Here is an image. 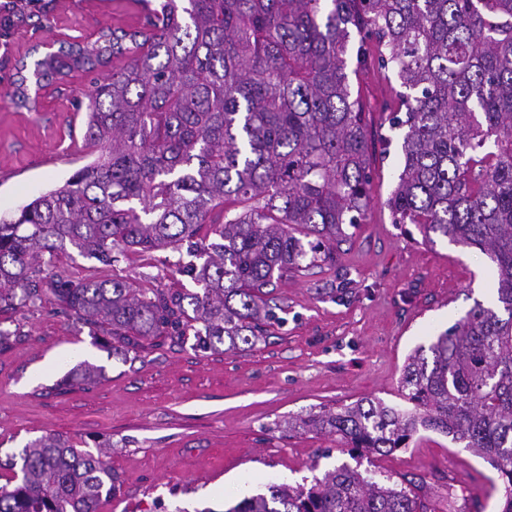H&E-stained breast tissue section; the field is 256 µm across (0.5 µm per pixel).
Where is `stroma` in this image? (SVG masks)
<instances>
[{
    "label": "stroma",
    "mask_w": 512,
    "mask_h": 512,
    "mask_svg": "<svg viewBox=\"0 0 512 512\" xmlns=\"http://www.w3.org/2000/svg\"><path fill=\"white\" fill-rule=\"evenodd\" d=\"M143 21L137 0H39L27 18L0 28V218L16 217L89 161L74 104L90 73L71 72L27 112L4 95L16 60L38 41ZM359 86L373 136H392L393 144L389 156L373 159L366 219L335 266L279 283L277 322L255 345L231 351L163 338L122 347L105 329L58 313L50 295L39 307L0 315L10 335L0 351L1 457L57 434L109 444L120 487L101 512H226L241 485L263 494L269 484H308L349 462L336 438L287 431L288 417L365 398L395 402L413 350L474 304H496L488 258L443 238L424 242L393 223L387 200L402 134L390 130L388 114L399 83L370 75ZM177 260L168 250L128 253L100 270L74 251L62 263L76 281L97 270L138 288H178L186 279ZM86 364L97 370L89 384L78 380ZM361 466L422 484L430 512H498L504 493L496 469L431 431Z\"/></svg>",
    "instance_id": "1"
}]
</instances>
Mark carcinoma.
<instances>
[{
	"mask_svg": "<svg viewBox=\"0 0 512 512\" xmlns=\"http://www.w3.org/2000/svg\"><path fill=\"white\" fill-rule=\"evenodd\" d=\"M144 27L34 61L15 105L74 67L93 160L0 219V313L51 294L62 313L132 346L252 344L276 319L266 288L336 266L365 220L372 179L369 110L354 75L400 82L402 129L393 223L444 237L495 265L499 310L477 303L403 366L400 398L321 406L288 431L338 438L355 460L441 433L492 462L512 512V0H158ZM223 219L213 217L214 212ZM209 225L200 236L203 225ZM73 247L109 267L128 251L171 249L194 288H135L54 265ZM0 512H100L118 478L104 451L45 436L0 461ZM227 512H427L419 488L343 463L309 485L272 484Z\"/></svg>",
	"mask_w": 512,
	"mask_h": 512,
	"instance_id": "cac0c4a2",
	"label": "carcinoma"
}]
</instances>
